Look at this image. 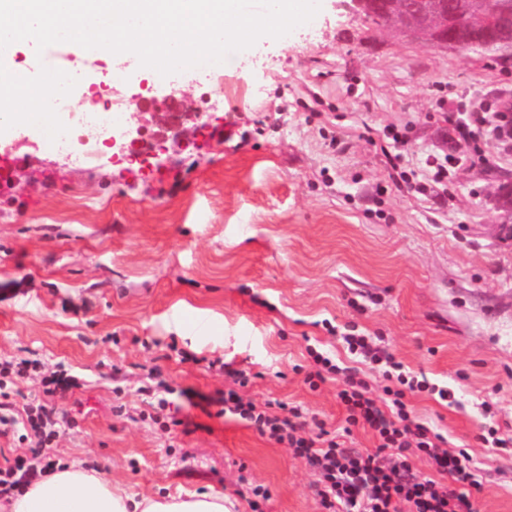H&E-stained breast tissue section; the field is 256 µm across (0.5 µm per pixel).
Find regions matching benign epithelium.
I'll list each match as a JSON object with an SVG mask.
<instances>
[{"mask_svg":"<svg viewBox=\"0 0 512 512\" xmlns=\"http://www.w3.org/2000/svg\"><path fill=\"white\" fill-rule=\"evenodd\" d=\"M476 0H350L354 13L375 14L401 36L437 50L512 48V0H486L481 18Z\"/></svg>","mask_w":512,"mask_h":512,"instance_id":"obj_1","label":"benign epithelium"}]
</instances>
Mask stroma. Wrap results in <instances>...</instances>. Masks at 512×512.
<instances>
[{
  "label": "stroma",
  "instance_id": "obj_1",
  "mask_svg": "<svg viewBox=\"0 0 512 512\" xmlns=\"http://www.w3.org/2000/svg\"><path fill=\"white\" fill-rule=\"evenodd\" d=\"M511 86L512 50L439 51L324 0L316 23L258 43L223 84L141 70L112 86L120 130L162 132L171 95L184 110L163 170L117 146L72 164L35 127L0 133V362H40L0 396V468L52 459L137 495L221 492L232 512H252L260 485L262 512H322L321 472L222 399L278 401L341 431L338 382L305 377L317 351L382 396V368L342 340L356 333L451 389V403L424 391L409 404L471 455L478 512H512V452L478 439L485 425L512 434V162L462 164L421 195L381 150L387 126L404 129L402 165L425 178L448 151L439 96ZM55 372L74 385L52 404L75 423L42 449L25 410Z\"/></svg>",
  "mask_w": 512,
  "mask_h": 512
}]
</instances>
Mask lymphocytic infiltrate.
Masks as SVG:
<instances>
[{
  "instance_id": "1",
  "label": "lymphocytic infiltrate",
  "mask_w": 512,
  "mask_h": 512,
  "mask_svg": "<svg viewBox=\"0 0 512 512\" xmlns=\"http://www.w3.org/2000/svg\"><path fill=\"white\" fill-rule=\"evenodd\" d=\"M443 120L448 154L435 164L427 182L412 183V191L423 194L429 187L447 185L461 163L488 165V158L478 149L480 142L495 141L499 157L512 156L511 88L492 102H476L463 94L449 99ZM344 341L351 352L385 364L384 393L390 410L381 408L353 372L321 354H314L316 369L306 381L314 389L326 375L341 378L338 397L346 413L343 433L351 435L358 425L368 427L377 439L373 452L364 453L346 447L342 440L320 435L303 437L307 420L295 407L284 415L260 411L231 390L224 394L225 411L240 416L276 443L288 444L295 456L321 471L317 495L325 512H476L471 490L477 481L469 454L442 448V436L417 422L404 401L407 393L427 390V383L407 374L401 362L374 347L368 336L349 334ZM417 457L431 463L433 475L415 468Z\"/></svg>"
}]
</instances>
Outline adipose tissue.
I'll return each mask as SVG.
<instances>
[{
    "label": "adipose tissue",
    "instance_id": "1",
    "mask_svg": "<svg viewBox=\"0 0 512 512\" xmlns=\"http://www.w3.org/2000/svg\"><path fill=\"white\" fill-rule=\"evenodd\" d=\"M10 512H230L223 494L136 497L103 473L54 469L8 496Z\"/></svg>",
    "mask_w": 512,
    "mask_h": 512
}]
</instances>
